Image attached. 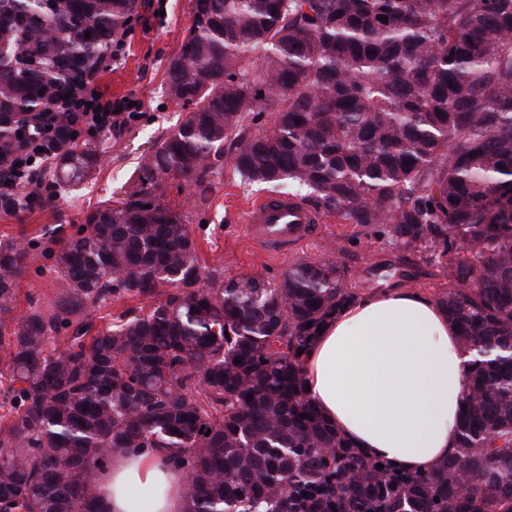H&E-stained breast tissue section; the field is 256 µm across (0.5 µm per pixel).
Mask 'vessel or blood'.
<instances>
[{
    "label": "vessel or blood",
    "mask_w": 512,
    "mask_h": 512,
    "mask_svg": "<svg viewBox=\"0 0 512 512\" xmlns=\"http://www.w3.org/2000/svg\"><path fill=\"white\" fill-rule=\"evenodd\" d=\"M317 217L307 206L285 196H272L251 206L245 222L249 237L275 251L316 231Z\"/></svg>",
    "instance_id": "b4317fda"
}]
</instances>
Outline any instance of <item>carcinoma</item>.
I'll return each instance as SVG.
<instances>
[{
    "label": "carcinoma",
    "instance_id": "1",
    "mask_svg": "<svg viewBox=\"0 0 512 512\" xmlns=\"http://www.w3.org/2000/svg\"><path fill=\"white\" fill-rule=\"evenodd\" d=\"M134 7L0 0L1 170L38 138L24 119L106 66ZM167 92L183 122L126 198L57 239L50 313L16 316L28 250L0 241V512H99L111 458L160 450L183 512H512V0H193ZM53 119L46 173L78 185L99 154ZM228 142L244 182L446 264L438 303L474 359L456 452L432 471L366 456L305 391L298 350L357 298L340 265L203 272L163 189L209 190ZM114 297L151 303L100 328Z\"/></svg>",
    "mask_w": 512,
    "mask_h": 512
}]
</instances>
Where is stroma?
<instances>
[{
  "label": "stroma",
  "mask_w": 512,
  "mask_h": 512,
  "mask_svg": "<svg viewBox=\"0 0 512 512\" xmlns=\"http://www.w3.org/2000/svg\"><path fill=\"white\" fill-rule=\"evenodd\" d=\"M137 2L123 34V55L109 61L96 77L107 98H137L143 104L142 112L126 127L94 139L100 153L98 166L79 186L56 188L52 206L35 205L14 214L0 212V241L33 244L30 271L19 284L17 316L28 314L30 301L45 307L56 296L57 281L46 256L51 229L83 223L95 207L125 198L129 179L157 141L186 115L167 97L166 80L169 62L178 53L191 22V0H165L166 13L161 17L151 15L146 0ZM277 192L274 186L242 182L228 162L213 175L206 194L188 184L180 193L167 188L165 196L184 212L201 266L221 279L241 274L275 281L297 259L334 256L359 294L398 287L435 299L447 289L445 266L428 265L413 253L395 250L375 229L339 224L328 217L322 218L316 235L287 252L274 253L254 244L247 236L244 216L253 204Z\"/></svg>",
  "instance_id": "obj_1"
}]
</instances>
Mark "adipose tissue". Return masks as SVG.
I'll return each instance as SVG.
<instances>
[{"instance_id": "1", "label": "adipose tissue", "mask_w": 512, "mask_h": 512, "mask_svg": "<svg viewBox=\"0 0 512 512\" xmlns=\"http://www.w3.org/2000/svg\"><path fill=\"white\" fill-rule=\"evenodd\" d=\"M470 354L443 308L403 288L358 296L305 360L321 415L365 454L427 472L456 450ZM182 473L157 454L114 461L93 490L103 512H182Z\"/></svg>"}]
</instances>
